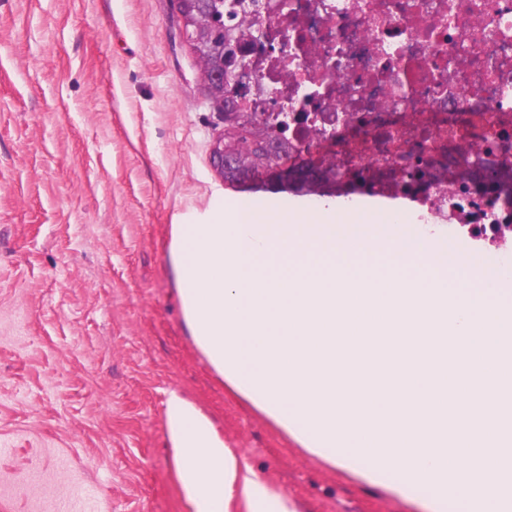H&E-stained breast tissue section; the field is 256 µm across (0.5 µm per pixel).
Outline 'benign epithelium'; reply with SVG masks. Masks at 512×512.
<instances>
[{"mask_svg": "<svg viewBox=\"0 0 512 512\" xmlns=\"http://www.w3.org/2000/svg\"><path fill=\"white\" fill-rule=\"evenodd\" d=\"M178 16L186 40L193 48L204 84L212 94V102L224 109V58L229 48L224 46V28L216 25L210 15L212 0H175ZM269 156L278 161L273 171L283 177L288 176V143L266 141ZM224 138L216 139L211 147V159L219 175H224ZM494 252L506 250L512 253V233L497 230L478 235Z\"/></svg>", "mask_w": 512, "mask_h": 512, "instance_id": "benign-epithelium-1", "label": "benign epithelium"}]
</instances>
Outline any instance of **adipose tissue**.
Instances as JSON below:
<instances>
[{
	"label": "adipose tissue",
	"mask_w": 512,
	"mask_h": 512,
	"mask_svg": "<svg viewBox=\"0 0 512 512\" xmlns=\"http://www.w3.org/2000/svg\"><path fill=\"white\" fill-rule=\"evenodd\" d=\"M166 431L174 450L177 477L195 512H301L288 494L273 489L240 461L211 421L178 395L165 410Z\"/></svg>",
	"instance_id": "adipose-tissue-1"
}]
</instances>
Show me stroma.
<instances>
[{"mask_svg": "<svg viewBox=\"0 0 512 512\" xmlns=\"http://www.w3.org/2000/svg\"><path fill=\"white\" fill-rule=\"evenodd\" d=\"M223 130L172 0H0V512H193L173 393L303 512H426L309 455L194 344L180 217L323 201L225 183Z\"/></svg>", "mask_w": 512, "mask_h": 512, "instance_id": "35a3bbf8", "label": "stroma"}]
</instances>
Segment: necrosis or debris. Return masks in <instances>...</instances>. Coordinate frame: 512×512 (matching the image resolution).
I'll use <instances>...</instances> for the list:
<instances>
[{
    "label": "necrosis or debris",
    "mask_w": 512,
    "mask_h": 512,
    "mask_svg": "<svg viewBox=\"0 0 512 512\" xmlns=\"http://www.w3.org/2000/svg\"><path fill=\"white\" fill-rule=\"evenodd\" d=\"M236 59L228 63L247 111L286 133L291 178L339 193L340 162L366 189L408 197L419 223L442 217L502 226L512 209V0H245L232 4ZM264 30L267 43L253 42ZM485 146L464 157L466 140ZM444 163L406 188L391 171L415 164L422 144Z\"/></svg>",
    "instance_id": "necrosis-or-debris-1"
}]
</instances>
